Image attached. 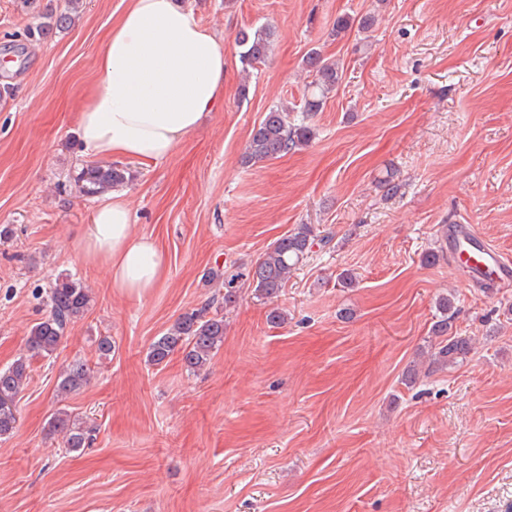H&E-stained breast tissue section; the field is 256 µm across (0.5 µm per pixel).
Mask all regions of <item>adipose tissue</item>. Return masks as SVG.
Listing matches in <instances>:
<instances>
[{
    "label": "adipose tissue",
    "mask_w": 512,
    "mask_h": 512,
    "mask_svg": "<svg viewBox=\"0 0 512 512\" xmlns=\"http://www.w3.org/2000/svg\"><path fill=\"white\" fill-rule=\"evenodd\" d=\"M224 55V44L181 0H127L74 112L84 153L145 165L171 157L223 98ZM82 250L129 296L147 294L166 276L164 251L152 236L133 234L121 192L96 208Z\"/></svg>",
    "instance_id": "ef3b65f1"
}]
</instances>
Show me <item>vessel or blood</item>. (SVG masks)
<instances>
[{
    "label": "vessel or blood",
    "mask_w": 512,
    "mask_h": 512,
    "mask_svg": "<svg viewBox=\"0 0 512 512\" xmlns=\"http://www.w3.org/2000/svg\"><path fill=\"white\" fill-rule=\"evenodd\" d=\"M446 231L449 253L469 268L474 279L498 282L512 278V260L500 255L470 227L451 224Z\"/></svg>",
    "instance_id": "obj_1"
}]
</instances>
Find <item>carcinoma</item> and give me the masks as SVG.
<instances>
[{
    "mask_svg": "<svg viewBox=\"0 0 512 512\" xmlns=\"http://www.w3.org/2000/svg\"><path fill=\"white\" fill-rule=\"evenodd\" d=\"M48 19L46 26L39 27L38 34H43L46 28L63 30L72 23V16L66 10L52 13ZM373 24L371 15L357 20L339 17L333 32L339 36L354 27L367 31ZM272 37L273 31L264 25L236 32L234 44L244 68H252L266 60L271 51ZM304 64L314 76L307 94L303 96L302 113L309 117L319 111L328 96L337 90L343 69L336 60L325 58L316 50L306 54ZM290 112L292 108L288 106H275L265 113L250 133L241 157L243 165L253 166L278 159L309 145L313 138L312 128L303 120H292ZM132 179L130 169L124 165L96 163L83 168L76 183L81 193L94 196L122 187ZM331 239L328 233L318 236L310 224H299L274 241L251 266L241 268L231 264L224 267L222 273L208 272V282L222 280L223 290L215 291L201 307L181 314L166 332L155 338L149 347L148 362L161 365L171 354L180 351L188 370L199 372L205 369L224 342V313L237 304L240 286L246 283L253 288L256 297L274 301L280 296L295 265L308 254L314 242L318 240L326 244ZM46 299L49 314L32 327L27 337L29 355L0 369V437L11 434L15 429L16 400L31 379L30 357L53 358L70 326L84 317L91 301L89 290L67 273L53 278L46 291ZM451 309L452 297H441L438 301L440 316L432 326L427 350L423 352V360L408 367L407 383L415 384L434 372L451 369L471 352L470 337L452 334L454 315ZM90 371L91 368L82 360L68 363L58 374L57 395L65 399L79 392L87 385ZM49 428L63 435L65 449L69 453L79 454L90 444V429L65 408L54 414Z\"/></svg>",
    "mask_w": 512,
    "mask_h": 512,
    "instance_id": "obj_1",
    "label": "carcinoma"
}]
</instances>
